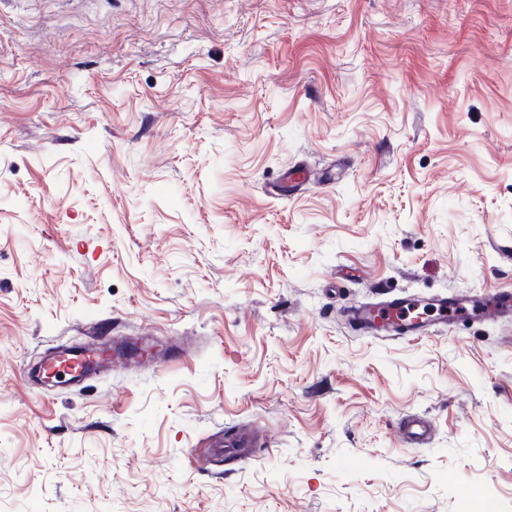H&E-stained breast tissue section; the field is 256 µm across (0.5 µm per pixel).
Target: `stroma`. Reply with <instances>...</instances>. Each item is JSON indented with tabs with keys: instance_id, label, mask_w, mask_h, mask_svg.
<instances>
[{
	"instance_id": "stroma-1",
	"label": "stroma",
	"mask_w": 512,
	"mask_h": 512,
	"mask_svg": "<svg viewBox=\"0 0 512 512\" xmlns=\"http://www.w3.org/2000/svg\"><path fill=\"white\" fill-rule=\"evenodd\" d=\"M497 288L512 0H0V512H512V320L341 316ZM413 306L414 302L406 298L387 297L371 306L353 307L349 310V316L361 329L373 328L413 336L421 333L426 326V320L410 316ZM96 355L97 359H92ZM112 344L66 347L45 359L46 372L55 373L62 383L80 384L100 368L112 364ZM403 440L411 445H426L433 433L432 422L422 416L408 419L400 428Z\"/></svg>"
}]
</instances>
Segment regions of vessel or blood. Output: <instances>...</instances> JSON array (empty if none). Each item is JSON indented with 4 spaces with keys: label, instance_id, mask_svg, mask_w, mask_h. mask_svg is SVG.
Returning <instances> with one entry per match:
<instances>
[{
    "label": "vessel or blood",
    "instance_id": "1",
    "mask_svg": "<svg viewBox=\"0 0 512 512\" xmlns=\"http://www.w3.org/2000/svg\"><path fill=\"white\" fill-rule=\"evenodd\" d=\"M412 301L400 297H387L370 306L351 308V320L362 328L394 332L402 336L421 333L426 324L452 326L462 321H485L501 316H512V290L497 289L492 298L479 295L456 296L444 294L432 304V317L422 320L411 317ZM110 345L66 347L45 361V369L58 375L60 381L79 384L100 368L111 364ZM403 440L422 446L430 439L433 425L430 420L416 416L408 419L400 429Z\"/></svg>",
    "mask_w": 512,
    "mask_h": 512
}]
</instances>
